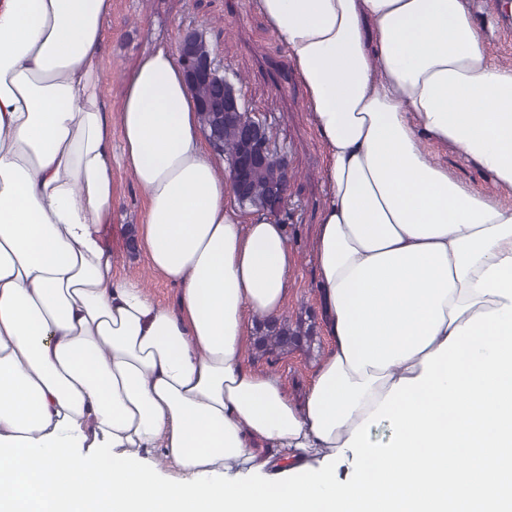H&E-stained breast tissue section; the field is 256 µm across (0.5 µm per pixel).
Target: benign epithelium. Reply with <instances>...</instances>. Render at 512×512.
I'll return each instance as SVG.
<instances>
[{
	"mask_svg": "<svg viewBox=\"0 0 512 512\" xmlns=\"http://www.w3.org/2000/svg\"><path fill=\"white\" fill-rule=\"evenodd\" d=\"M180 58L189 87L200 83L216 86L214 94L199 102V108L205 112L216 113V123L205 136L212 146L219 144V132L224 124L237 120L238 114L245 111V105L235 87L224 77L219 76L220 69L202 32L188 28L183 34L180 45ZM266 124L258 120L243 127L240 151L230 161L232 178L237 197L248 193L250 171L267 163H276L284 174H289L287 157L272 150L271 140L265 134ZM288 191V181L273 187L267 202L268 212L273 217L284 211Z\"/></svg>",
	"mask_w": 512,
	"mask_h": 512,
	"instance_id": "benign-epithelium-1",
	"label": "benign epithelium"
}]
</instances>
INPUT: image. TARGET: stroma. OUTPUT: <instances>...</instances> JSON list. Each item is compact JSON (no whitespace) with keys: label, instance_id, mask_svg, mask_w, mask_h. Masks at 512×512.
<instances>
[{"label":"stroma","instance_id":"1","mask_svg":"<svg viewBox=\"0 0 512 512\" xmlns=\"http://www.w3.org/2000/svg\"><path fill=\"white\" fill-rule=\"evenodd\" d=\"M487 49L498 63L512 65V33L502 28L507 0H470ZM203 31L225 75L236 81L246 107L265 120L277 149L285 151L294 173L282 218L290 233L297 260L283 316L319 323L315 298L314 241L325 198V156L322 142L306 107L305 92L287 57L284 43L250 0H112L106 39L100 56V79L107 108L120 107L125 70L146 50H177L187 27ZM435 158L447 165L462 183L475 190L500 194L512 203V193L499 191L491 175L452 150H438ZM329 342L316 336L313 346L287 353L255 351L247 355L256 371L280 375L288 391L302 393Z\"/></svg>","mask_w":512,"mask_h":512}]
</instances>
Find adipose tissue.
<instances>
[{
	"instance_id": "obj_1",
	"label": "adipose tissue",
	"mask_w": 512,
	"mask_h": 512,
	"mask_svg": "<svg viewBox=\"0 0 512 512\" xmlns=\"http://www.w3.org/2000/svg\"><path fill=\"white\" fill-rule=\"evenodd\" d=\"M252 6L326 154L330 346L298 401L245 365L288 298V226L239 208L178 54L143 53L112 113V0H0V512H512V204L430 155L512 191V66L467 0ZM116 165L175 306L105 241ZM433 154L440 163L448 165V170L462 183L480 192L497 194L503 200L512 203V193L500 190L487 171L464 160L449 148L434 150Z\"/></svg>"
}]
</instances>
